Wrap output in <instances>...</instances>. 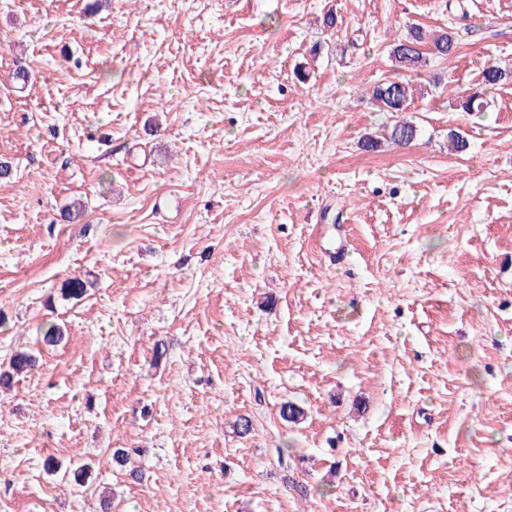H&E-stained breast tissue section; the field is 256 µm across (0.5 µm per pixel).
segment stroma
<instances>
[{
	"label": "stroma",
	"instance_id": "35a3bbf8",
	"mask_svg": "<svg viewBox=\"0 0 512 512\" xmlns=\"http://www.w3.org/2000/svg\"><path fill=\"white\" fill-rule=\"evenodd\" d=\"M87 2L0 0V512H512V0ZM431 44L436 54L448 57L457 49V41L452 31H440L432 36L426 30L419 27H411L406 37L392 45L390 57L398 68L418 71L426 66V58L423 55L422 44ZM512 78V71L498 65H489L481 73V81L475 91L462 96L459 106L464 112H483L486 109V92ZM414 85L407 79L386 80L369 87L367 93L380 110L407 112L414 102ZM39 365V357L30 351H15L6 365L5 370L0 367V387H11L15 375L34 371Z\"/></svg>",
	"mask_w": 512,
	"mask_h": 512
}]
</instances>
